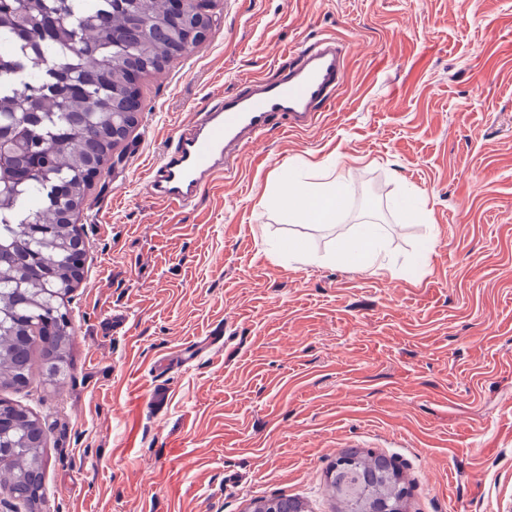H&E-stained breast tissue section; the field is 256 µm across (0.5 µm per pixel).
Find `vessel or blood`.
I'll return each mask as SVG.
<instances>
[{
  "instance_id": "obj_1",
  "label": "vessel or blood",
  "mask_w": 512,
  "mask_h": 512,
  "mask_svg": "<svg viewBox=\"0 0 512 512\" xmlns=\"http://www.w3.org/2000/svg\"><path fill=\"white\" fill-rule=\"evenodd\" d=\"M348 47L325 37L301 47L297 62L277 80L242 79L220 106L206 110L195 125L177 138L147 187L151 195L180 208L192 202L202 185L228 170L243 149L253 143L274 119L289 130L303 131L320 109L335 102L344 83Z\"/></svg>"
}]
</instances>
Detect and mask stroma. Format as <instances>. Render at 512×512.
I'll return each mask as SVG.
<instances>
[{
  "instance_id": "1",
  "label": "stroma",
  "mask_w": 512,
  "mask_h": 512,
  "mask_svg": "<svg viewBox=\"0 0 512 512\" xmlns=\"http://www.w3.org/2000/svg\"><path fill=\"white\" fill-rule=\"evenodd\" d=\"M212 14L196 49L140 78L139 122L78 214L66 377L43 384L38 360L28 387L0 390L44 430L45 512H251L273 495L334 512L326 471L351 447L396 459L406 512H512V0H216ZM329 35L350 55L314 126L272 121L182 208L149 193L201 108ZM334 154L352 160L338 225H383L395 276L273 252L287 233L326 249L330 233L270 199L285 166Z\"/></svg>"
}]
</instances>
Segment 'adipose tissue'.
Here are the masks:
<instances>
[{"label": "adipose tissue", "mask_w": 512, "mask_h": 512, "mask_svg": "<svg viewBox=\"0 0 512 512\" xmlns=\"http://www.w3.org/2000/svg\"><path fill=\"white\" fill-rule=\"evenodd\" d=\"M347 183L338 162L305 160L281 174L276 205L289 221L333 230L346 198ZM278 254L310 264H342L353 271L393 274V263L382 225L362 224L354 233H334L325 253H318L306 239L283 236Z\"/></svg>", "instance_id": "adipose-tissue-1"}]
</instances>
